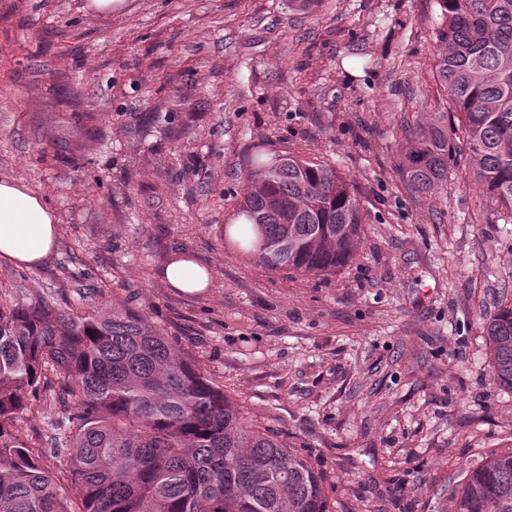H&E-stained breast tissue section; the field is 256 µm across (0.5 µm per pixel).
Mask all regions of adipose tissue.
<instances>
[{"label":"adipose tissue","instance_id":"1","mask_svg":"<svg viewBox=\"0 0 512 512\" xmlns=\"http://www.w3.org/2000/svg\"><path fill=\"white\" fill-rule=\"evenodd\" d=\"M57 237V218L45 197L22 182L0 179V259L26 266L41 264L51 255ZM162 275L173 288L198 293L208 286L211 270L177 255Z\"/></svg>","mask_w":512,"mask_h":512}]
</instances>
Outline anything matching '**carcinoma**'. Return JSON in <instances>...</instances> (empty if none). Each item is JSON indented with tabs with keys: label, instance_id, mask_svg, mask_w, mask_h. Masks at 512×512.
Here are the masks:
<instances>
[{
	"label": "carcinoma",
	"instance_id": "obj_1",
	"mask_svg": "<svg viewBox=\"0 0 512 512\" xmlns=\"http://www.w3.org/2000/svg\"><path fill=\"white\" fill-rule=\"evenodd\" d=\"M434 80L447 111L407 138L422 192L468 160L478 194L512 211V0H439ZM224 240L270 270L329 275L356 254L364 215L322 162L255 157ZM494 377L512 390V301L485 328ZM54 410L49 447L17 422ZM50 455L56 470L43 468ZM325 474L203 374L120 297L98 310L0 302V512H331ZM451 512H512V452L469 473Z\"/></svg>",
	"mask_w": 512,
	"mask_h": 512
}]
</instances>
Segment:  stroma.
I'll return each instance as SVG.
<instances>
[{
    "mask_svg": "<svg viewBox=\"0 0 512 512\" xmlns=\"http://www.w3.org/2000/svg\"><path fill=\"white\" fill-rule=\"evenodd\" d=\"M86 3L0 0V177L59 221L42 264L0 260V300L125 296L327 473L333 512H450L512 451L483 332L512 298V223L464 168L425 195L402 169L407 126L445 106L439 0ZM260 154L352 180L350 264L290 274L225 245ZM179 252L211 268L204 291L163 279Z\"/></svg>",
    "mask_w": 512,
    "mask_h": 512,
    "instance_id": "1",
    "label": "stroma"
}]
</instances>
